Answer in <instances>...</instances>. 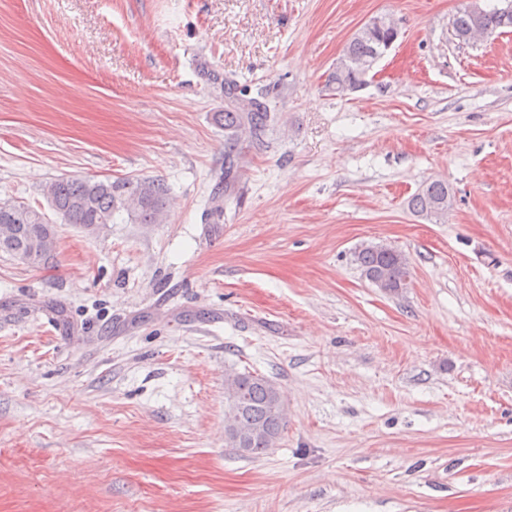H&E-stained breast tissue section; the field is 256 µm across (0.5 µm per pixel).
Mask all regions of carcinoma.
<instances>
[{
    "mask_svg": "<svg viewBox=\"0 0 512 512\" xmlns=\"http://www.w3.org/2000/svg\"><path fill=\"white\" fill-rule=\"evenodd\" d=\"M392 17L380 14L356 30L345 44L328 77L331 90L342 94L341 87L352 77L370 73L364 64L372 63L385 46L399 34ZM512 29V11L498 7L482 8L473 0L454 17L453 35L461 42L471 34H494ZM275 123L267 101L249 98L242 105L224 112V177L235 168L243 152L240 131L248 130V146L263 144ZM49 206L64 224H77L94 231L113 223L114 215L125 211L139 224L163 222L167 205V186L156 179L127 181L82 179L61 176L45 187ZM452 205L448 182L435 179L426 183L408 201L419 216L442 219ZM11 230L10 237L0 239V251L33 266L49 263L55 257L56 235L45 214L23 202H0V232ZM353 260L361 274L380 290L397 294L408 285L410 266L405 255L384 245H365L354 252ZM226 408L234 412L235 423L248 434L241 443L227 441L231 448L240 447L247 455H260L274 447L285 429L280 388L263 375L233 372L224 379Z\"/></svg>",
    "mask_w": 512,
    "mask_h": 512,
    "instance_id": "cac0c4a2",
    "label": "carcinoma"
}]
</instances>
